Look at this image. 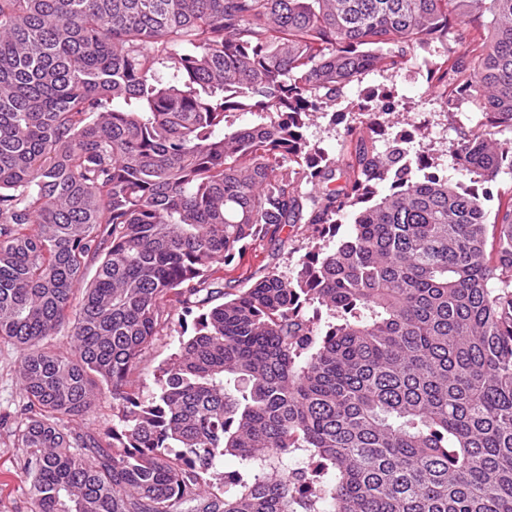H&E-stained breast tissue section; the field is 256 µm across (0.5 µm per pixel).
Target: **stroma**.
<instances>
[{
	"label": "stroma",
	"mask_w": 512,
	"mask_h": 512,
	"mask_svg": "<svg viewBox=\"0 0 512 512\" xmlns=\"http://www.w3.org/2000/svg\"><path fill=\"white\" fill-rule=\"evenodd\" d=\"M434 51L411 59L397 72L379 70L368 73L361 84L347 87L341 97L340 109L344 123L331 124L329 118H318L306 130L307 137L328 151L340 156L345 152L344 124L353 121L362 87H384L394 95L395 116L403 124L420 125L423 136L413 143L414 150L425 151L447 163L448 153L460 129L474 126L482 115L468 100L445 99L440 91L426 81L425 59L434 58ZM304 225L285 227L277 239L259 238L250 242L244 255L224 264L222 275L232 287L245 286L251 276L270 269L292 271L306 245ZM178 333L157 337L138 360L133 375L143 391L154 386V376L178 346ZM18 353L13 345L0 341V512H32L29 484L23 473L24 454L14 445V433L24 418L26 399L20 388Z\"/></svg>",
	"instance_id": "1"
}]
</instances>
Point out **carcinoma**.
Here are the masks:
<instances>
[{
	"mask_svg": "<svg viewBox=\"0 0 512 512\" xmlns=\"http://www.w3.org/2000/svg\"><path fill=\"white\" fill-rule=\"evenodd\" d=\"M433 44L429 81L484 116L448 156L477 188L512 170V0H0L33 512H512V203L489 222L389 104H356L342 160L304 134ZM288 224L311 242L290 273L216 276ZM173 301L199 314L145 396ZM104 387V438L66 431ZM179 337L177 332L158 336L153 345L145 349L139 356L133 379L144 392L150 391L154 387V376L158 367L176 350Z\"/></svg>",
	"mask_w": 512,
	"mask_h": 512,
	"instance_id": "1",
	"label": "carcinoma"
}]
</instances>
